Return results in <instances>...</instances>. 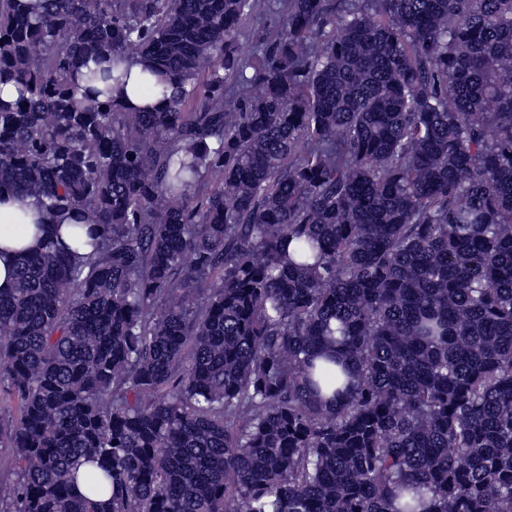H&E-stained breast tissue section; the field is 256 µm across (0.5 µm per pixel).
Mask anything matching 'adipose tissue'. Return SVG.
Here are the masks:
<instances>
[{
    "label": "adipose tissue",
    "instance_id": "adipose-tissue-1",
    "mask_svg": "<svg viewBox=\"0 0 512 512\" xmlns=\"http://www.w3.org/2000/svg\"><path fill=\"white\" fill-rule=\"evenodd\" d=\"M25 225L24 234H17L16 225ZM54 235L69 241L67 225H53L35 198L6 194L0 196V289L12 288L15 266L20 252L37 248L46 236Z\"/></svg>",
    "mask_w": 512,
    "mask_h": 512
}]
</instances>
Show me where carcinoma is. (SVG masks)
Returning <instances> with one entry per match:
<instances>
[{
  "label": "carcinoma",
  "instance_id": "obj_1",
  "mask_svg": "<svg viewBox=\"0 0 512 512\" xmlns=\"http://www.w3.org/2000/svg\"><path fill=\"white\" fill-rule=\"evenodd\" d=\"M260 7L0 0V512H512V0ZM277 0H264V6L257 13L251 23L249 28V38H243L241 41L245 45H251L252 38L255 39L257 34L261 33V31L266 28H272L276 25L278 20V15L275 12V8L277 7ZM125 67L130 75V80L126 88L115 92L117 101L126 108L149 107L153 110L158 107L159 99L157 97L146 100L136 90V85L144 69L142 62L138 59H130L125 64ZM36 199L21 195L2 194L0 202V288L7 291L15 280V266L19 252L36 249L47 235H56L65 243L70 242L66 224L53 225ZM13 224H26L22 236L16 234ZM33 224H40L34 228Z\"/></svg>",
  "mask_w": 512,
  "mask_h": 512
}]
</instances>
